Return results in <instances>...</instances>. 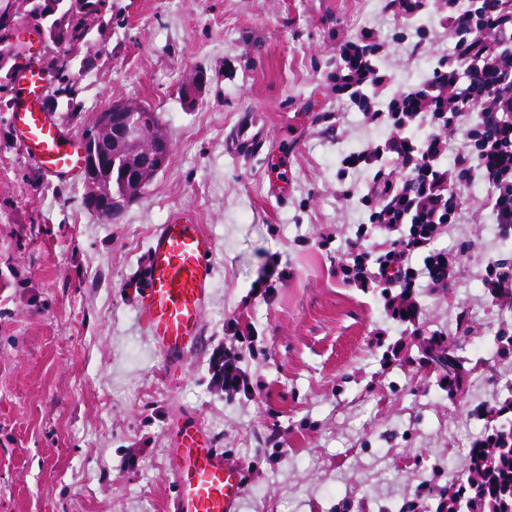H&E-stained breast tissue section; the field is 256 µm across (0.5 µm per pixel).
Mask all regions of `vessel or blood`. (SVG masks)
<instances>
[{
    "instance_id": "1",
    "label": "vessel or blood",
    "mask_w": 512,
    "mask_h": 512,
    "mask_svg": "<svg viewBox=\"0 0 512 512\" xmlns=\"http://www.w3.org/2000/svg\"><path fill=\"white\" fill-rule=\"evenodd\" d=\"M48 81L31 63L15 82L10 112L24 154L52 181L77 180L84 171L79 142L45 106ZM216 244L188 207L171 211L149 240L136 300L137 322L154 354L171 373L184 367L203 334V312L215 284ZM173 481L169 512H240L246 490L243 464L225 459L197 418H186L167 455Z\"/></svg>"
}]
</instances>
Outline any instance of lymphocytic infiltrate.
Wrapping results in <instances>:
<instances>
[{"label": "lymphocytic infiltrate", "mask_w": 512, "mask_h": 512, "mask_svg": "<svg viewBox=\"0 0 512 512\" xmlns=\"http://www.w3.org/2000/svg\"><path fill=\"white\" fill-rule=\"evenodd\" d=\"M394 15L441 14L454 43L430 74L395 90L382 68L383 45L363 31L336 44L337 97L385 127L382 143L346 155L344 170H368L360 202L367 220L336 267L344 284L381 291L394 323L419 327L417 291L444 288L458 255L437 247L460 223L466 183L480 180L503 233L512 232V0H389ZM254 330L233 317L211 359L227 398L253 400L243 365Z\"/></svg>", "instance_id": "1"}]
</instances>
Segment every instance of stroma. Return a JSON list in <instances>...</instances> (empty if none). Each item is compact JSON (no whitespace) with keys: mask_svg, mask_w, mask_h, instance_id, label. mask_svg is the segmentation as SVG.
<instances>
[{"mask_svg":"<svg viewBox=\"0 0 512 512\" xmlns=\"http://www.w3.org/2000/svg\"><path fill=\"white\" fill-rule=\"evenodd\" d=\"M367 28L388 42L396 89L451 48L439 14L401 19L386 0H112L82 49L96 64L76 73L77 112L49 109L79 136L113 102L137 100L172 146L109 224L84 207L82 181L51 183L26 158L0 111V512H168L166 450L186 411L249 465L243 512H435L481 411L512 394V355L494 342L512 311L482 285L488 261L512 271V235L484 207L486 186L467 185L462 223L438 240L460 263L448 288L420 289L418 336L387 318L379 290L337 279L369 181L342 160L387 132L328 77L337 40ZM199 73L190 106L181 86ZM179 206L215 239L217 276L203 347L172 378L135 297L147 242ZM273 258L284 276L266 300L252 286ZM232 316L255 329L252 401L211 382ZM435 333L492 367L465 370L453 399L423 363ZM274 428L278 448L265 442Z\"/></svg>","mask_w":512,"mask_h":512,"instance_id":"obj_1","label":"stroma"}]
</instances>
